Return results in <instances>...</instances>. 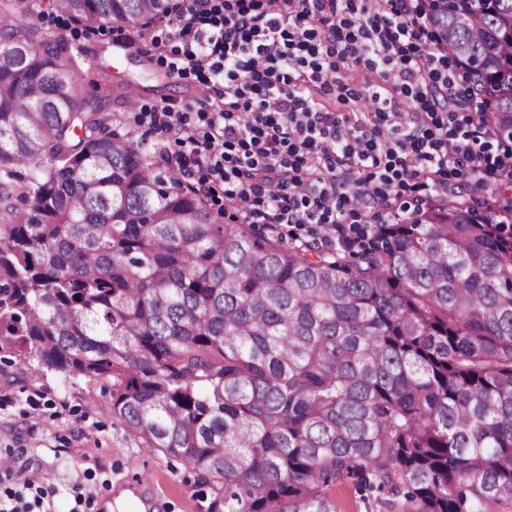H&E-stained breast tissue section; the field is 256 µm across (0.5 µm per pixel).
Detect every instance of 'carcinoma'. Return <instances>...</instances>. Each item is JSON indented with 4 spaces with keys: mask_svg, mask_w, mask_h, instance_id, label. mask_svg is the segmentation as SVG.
Segmentation results:
<instances>
[{
    "mask_svg": "<svg viewBox=\"0 0 512 512\" xmlns=\"http://www.w3.org/2000/svg\"><path fill=\"white\" fill-rule=\"evenodd\" d=\"M0 0V354L112 379V414L203 512H512V165L353 247L225 224ZM133 37L174 0H61ZM512 146V0H420ZM30 169L24 179L18 169ZM481 199H475V196ZM336 503L339 512H364L363 502L352 484L336 489Z\"/></svg>",
    "mask_w": 512,
    "mask_h": 512,
    "instance_id": "carcinoma-1",
    "label": "carcinoma"
}]
</instances>
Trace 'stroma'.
Returning <instances> with one entry per match:
<instances>
[{
	"label": "stroma",
	"instance_id": "stroma-1",
	"mask_svg": "<svg viewBox=\"0 0 512 512\" xmlns=\"http://www.w3.org/2000/svg\"><path fill=\"white\" fill-rule=\"evenodd\" d=\"M35 21L48 37L63 38L71 50L83 51L86 60L95 62L100 82L112 85L105 112L116 115L125 128L156 150L168 149L169 144L141 126L139 107L167 102L179 108L216 96L211 84L171 73L167 60L152 44L153 39L166 36L164 24L154 25L133 42L116 24L89 35L48 0H43ZM336 77L353 90L354 99L344 102L334 91L317 87L315 103L333 112H355L357 97L369 92L365 71L358 65L342 64ZM127 81L138 92V108L126 103L122 85ZM99 84H84V94L99 95ZM111 389L112 382L106 378L89 381L56 373L37 375L23 359L0 356V456L11 458L14 479L51 485L55 489L51 512H71L75 493L108 501L144 474L151 482L138 490L137 502L130 505L132 512L152 500L159 502L161 512H200L202 489L195 484L193 473L178 459L142 447L113 417Z\"/></svg>",
	"mask_w": 512,
	"mask_h": 512
}]
</instances>
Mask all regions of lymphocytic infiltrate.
<instances>
[{
  "label": "lymphocytic infiltrate",
  "mask_w": 512,
  "mask_h": 512,
  "mask_svg": "<svg viewBox=\"0 0 512 512\" xmlns=\"http://www.w3.org/2000/svg\"><path fill=\"white\" fill-rule=\"evenodd\" d=\"M353 10V0H184L155 47L170 54L172 73L220 80V99L139 113L174 143L163 161L182 185L206 196L223 186L245 221L273 232L293 225L297 240L326 227L333 247L353 244L358 225L402 218V193L435 198L458 166L482 183L495 179V137L457 111L456 75L447 52L428 47L420 0H366L360 21ZM340 59L393 76L413 111L397 112L378 91L375 111L354 120L318 108L302 73L330 86ZM49 493L32 481L1 487L0 512H41Z\"/></svg>",
  "instance_id": "1"
}]
</instances>
